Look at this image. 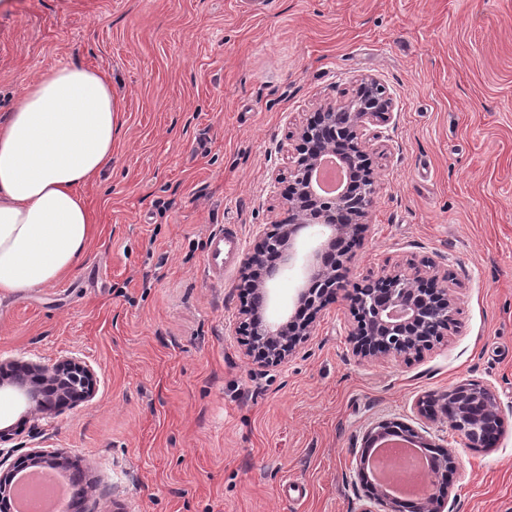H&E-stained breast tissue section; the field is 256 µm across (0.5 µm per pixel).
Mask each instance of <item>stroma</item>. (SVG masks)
Returning <instances> with one entry per match:
<instances>
[{"label": "stroma", "instance_id": "35a3bbf8", "mask_svg": "<svg viewBox=\"0 0 512 512\" xmlns=\"http://www.w3.org/2000/svg\"><path fill=\"white\" fill-rule=\"evenodd\" d=\"M112 80V162L82 189L95 233L68 277L0 293V361L93 369L90 400L14 425L0 460L79 464L86 512H362L365 433L451 448L444 512H512V0H10L0 117L46 67ZM372 78L393 102L369 152L371 229L352 285L424 262L456 297L447 336L404 361L353 355L347 303L270 368L239 332L242 270L205 269L210 233L243 249L283 215L274 183L310 112ZM491 389L503 421L469 447L421 402Z\"/></svg>", "mask_w": 512, "mask_h": 512}]
</instances>
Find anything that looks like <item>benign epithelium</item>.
<instances>
[{"label": "benign epithelium", "mask_w": 512, "mask_h": 512, "mask_svg": "<svg viewBox=\"0 0 512 512\" xmlns=\"http://www.w3.org/2000/svg\"><path fill=\"white\" fill-rule=\"evenodd\" d=\"M392 100L372 78H364L350 99L328 103L306 119L299 129L293 165L288 176L276 179L284 185V217L274 229L260 234L244 259V291L254 301L241 308L248 330L246 355L263 367L279 366L295 356L312 331L317 316L330 305L347 301L357 317L349 342L355 356L362 359L400 358L409 361L429 349L433 341L448 333L454 321L456 301L448 288V273L436 269L413 268L411 272L392 271L366 288L347 289L353 259L352 248L363 241L370 225L367 218L374 204L376 176L368 162L369 141L378 134H367L370 127L388 122ZM333 153L347 166L345 187L337 194L317 192L312 175L322 158ZM312 230L321 233L311 262L295 289V310L307 311L303 321L296 314L271 312L272 281L281 268L293 267L298 246ZM32 380L50 392L25 393L32 414L51 411L70 402L91 398L95 390L94 372L69 359L51 365H32ZM482 387L460 384L443 395V409L453 426L472 448L479 440L481 421L499 416L497 402L485 404L473 414L474 398ZM384 422L370 429L364 447L372 448L390 435ZM48 461L63 465L61 455L32 450L14 466L0 473V505L11 501L15 469ZM453 468V452L435 446L430 491L412 506L413 512H439L450 496L448 470Z\"/></svg>", "instance_id": "obj_1"}]
</instances>
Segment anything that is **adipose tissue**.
<instances>
[{
    "label": "adipose tissue",
    "mask_w": 512,
    "mask_h": 512,
    "mask_svg": "<svg viewBox=\"0 0 512 512\" xmlns=\"http://www.w3.org/2000/svg\"><path fill=\"white\" fill-rule=\"evenodd\" d=\"M115 103L101 72L45 68L0 121V291L70 274L94 220L79 190L112 160Z\"/></svg>",
    "instance_id": "ef3b65f1"
}]
</instances>
